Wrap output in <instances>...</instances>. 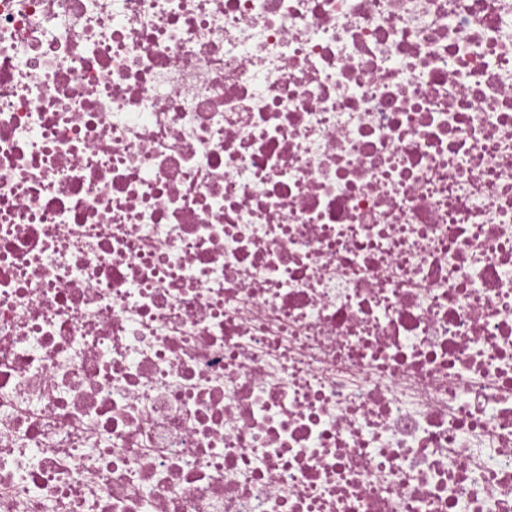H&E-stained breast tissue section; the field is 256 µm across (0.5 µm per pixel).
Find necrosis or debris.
Listing matches in <instances>:
<instances>
[{
  "label": "necrosis or debris",
  "mask_w": 512,
  "mask_h": 512,
  "mask_svg": "<svg viewBox=\"0 0 512 512\" xmlns=\"http://www.w3.org/2000/svg\"><path fill=\"white\" fill-rule=\"evenodd\" d=\"M0 512H512V0H0Z\"/></svg>",
  "instance_id": "necrosis-or-debris-1"
}]
</instances>
